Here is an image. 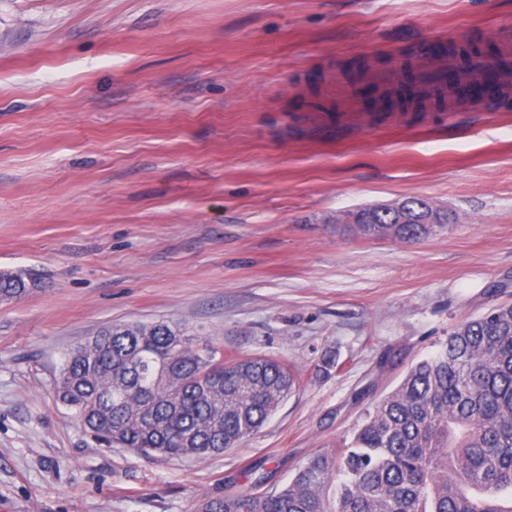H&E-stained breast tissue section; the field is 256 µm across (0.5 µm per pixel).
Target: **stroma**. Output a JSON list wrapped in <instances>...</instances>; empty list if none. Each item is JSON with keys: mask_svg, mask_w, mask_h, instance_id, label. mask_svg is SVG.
I'll list each match as a JSON object with an SVG mask.
<instances>
[{"mask_svg": "<svg viewBox=\"0 0 512 512\" xmlns=\"http://www.w3.org/2000/svg\"><path fill=\"white\" fill-rule=\"evenodd\" d=\"M503 27L512 0H0V270L42 281L0 303V512H196L258 463L283 486L512 304V100L358 93L408 83L426 41L494 55ZM409 197L451 224L398 243L349 222ZM159 320L299 382L222 454L105 448L55 398L64 357Z\"/></svg>", "mask_w": 512, "mask_h": 512, "instance_id": "stroma-1", "label": "stroma"}]
</instances>
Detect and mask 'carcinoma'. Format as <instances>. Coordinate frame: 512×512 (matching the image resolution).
<instances>
[{"label":"carcinoma","mask_w":512,"mask_h":512,"mask_svg":"<svg viewBox=\"0 0 512 512\" xmlns=\"http://www.w3.org/2000/svg\"><path fill=\"white\" fill-rule=\"evenodd\" d=\"M404 200L402 218L362 209L359 233L405 243L447 228L448 213ZM33 280L0 271V300ZM269 357L224 355L164 321L113 324L68 353L57 399L107 448L150 461L221 454L256 434L296 387ZM197 512H512V305L455 327L440 350L376 400L349 444L317 452L260 494L206 496Z\"/></svg>","instance_id":"1"}]
</instances>
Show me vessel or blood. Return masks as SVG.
Instances as JSON below:
<instances>
[{
  "label": "vessel or blood",
  "mask_w": 512,
  "mask_h": 512,
  "mask_svg": "<svg viewBox=\"0 0 512 512\" xmlns=\"http://www.w3.org/2000/svg\"><path fill=\"white\" fill-rule=\"evenodd\" d=\"M495 37L501 46L499 54L492 59L472 55L461 74L456 71L454 57H439L423 51L416 53V95L422 100L432 101L462 92L473 84L496 96L512 94V84L506 79L507 71L512 69V30H498Z\"/></svg>",
  "instance_id": "vessel-or-blood-1"
}]
</instances>
